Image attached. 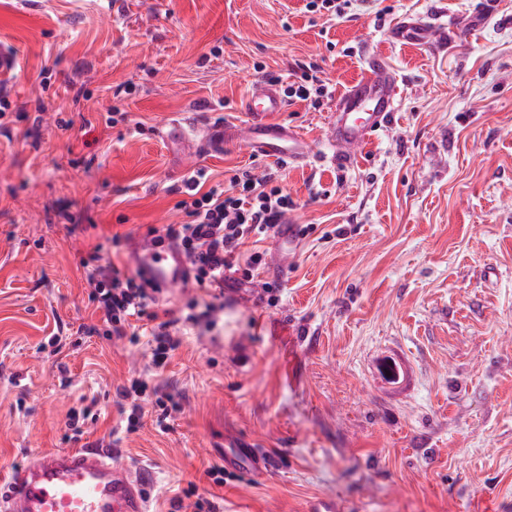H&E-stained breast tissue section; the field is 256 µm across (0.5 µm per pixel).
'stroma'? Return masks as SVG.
Instances as JSON below:
<instances>
[{
	"instance_id": "obj_1",
	"label": "stroma",
	"mask_w": 512,
	"mask_h": 512,
	"mask_svg": "<svg viewBox=\"0 0 512 512\" xmlns=\"http://www.w3.org/2000/svg\"><path fill=\"white\" fill-rule=\"evenodd\" d=\"M305 4L0 0L19 55L0 128V473L102 445L148 512H195L188 481L247 438L270 466L214 488L212 512H512V0H354L342 21ZM484 7L445 48L386 36ZM370 53L400 78L389 127L341 166L327 108L276 113L314 149L280 169L289 222L312 231L264 242L253 282L225 281L217 326L188 325L146 373V341L113 333L85 268L134 274L128 241L183 221L191 171L222 188L270 165L234 139L168 141L166 124L241 125L254 83L299 62L340 93ZM274 281L278 302H260ZM140 372L178 405L168 430L126 429L118 391Z\"/></svg>"
}]
</instances>
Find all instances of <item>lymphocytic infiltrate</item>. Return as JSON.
<instances>
[{
	"label": "lymphocytic infiltrate",
	"instance_id": "obj_1",
	"mask_svg": "<svg viewBox=\"0 0 512 512\" xmlns=\"http://www.w3.org/2000/svg\"><path fill=\"white\" fill-rule=\"evenodd\" d=\"M283 92L289 101L304 102L314 109L320 108L331 95L328 82L310 64L298 66ZM205 178L202 169L184 178L185 197L177 207L186 220L164 225L161 237L184 250L195 282L211 291L208 308L213 311L224 297L225 280L236 276L243 282L252 281L263 264L262 252H245V245L253 239L261 241L279 236L283 220L295 202L278 186V175L273 170L260 175L249 169L237 171L225 190H203ZM87 283L93 301L102 310L105 321L111 323L113 332L122 335L137 321H153L151 363L162 367L177 345L173 331L179 324L178 318L158 321L152 310L155 298L141 281L127 276L112 263L89 270ZM119 396L128 429L139 426L148 403L157 411L156 426L167 429L172 408L145 380L132 379Z\"/></svg>",
	"mask_w": 512,
	"mask_h": 512
}]
</instances>
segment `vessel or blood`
I'll use <instances>...</instances> for the list:
<instances>
[{
	"instance_id": "b4317fda",
	"label": "vessel or blood",
	"mask_w": 512,
	"mask_h": 512,
	"mask_svg": "<svg viewBox=\"0 0 512 512\" xmlns=\"http://www.w3.org/2000/svg\"><path fill=\"white\" fill-rule=\"evenodd\" d=\"M458 28L455 21L433 23L409 15L395 22L387 35L399 44L426 47L437 34ZM398 93L393 69L382 56L369 54L363 73L337 96L327 118L328 140L336 161L350 162L364 144L388 127ZM286 109L280 84L258 82L241 106L246 123L234 129L208 127L202 144L207 150L219 151L225 136L233 135L256 155L302 165L311 154L309 140L293 126L271 119L272 114ZM127 251L151 287L171 289L182 285L188 275V258L177 246L159 248L148 239L135 238ZM228 455L245 460L255 472L268 465L259 449L245 443L231 448ZM0 512H147V505L131 471L112 463L108 449L67 448L38 454L1 479Z\"/></svg>"
}]
</instances>
